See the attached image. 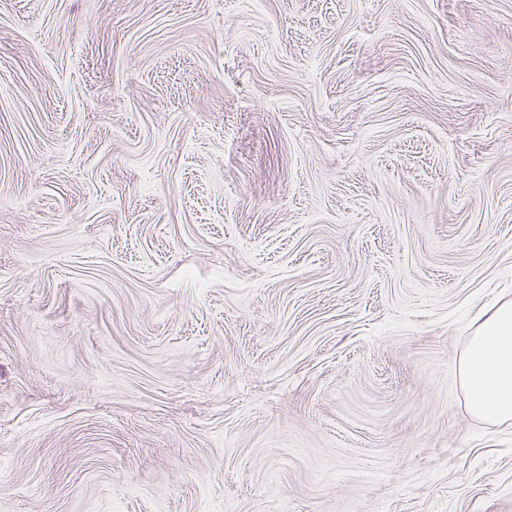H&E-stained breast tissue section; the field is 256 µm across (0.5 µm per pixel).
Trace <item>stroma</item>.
<instances>
[{
    "label": "stroma",
    "instance_id": "obj_1",
    "mask_svg": "<svg viewBox=\"0 0 512 512\" xmlns=\"http://www.w3.org/2000/svg\"><path fill=\"white\" fill-rule=\"evenodd\" d=\"M507 300L512 0H0V512H512ZM457 368L474 415L512 420V301L486 312Z\"/></svg>",
    "mask_w": 512,
    "mask_h": 512
}]
</instances>
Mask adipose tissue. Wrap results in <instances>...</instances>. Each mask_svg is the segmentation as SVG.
Returning a JSON list of instances; mask_svg holds the SVG:
<instances>
[{"label":"adipose tissue","mask_w":512,"mask_h":512,"mask_svg":"<svg viewBox=\"0 0 512 512\" xmlns=\"http://www.w3.org/2000/svg\"><path fill=\"white\" fill-rule=\"evenodd\" d=\"M457 368L474 415L512 420V301L486 312Z\"/></svg>","instance_id":"adipose-tissue-1"}]
</instances>
